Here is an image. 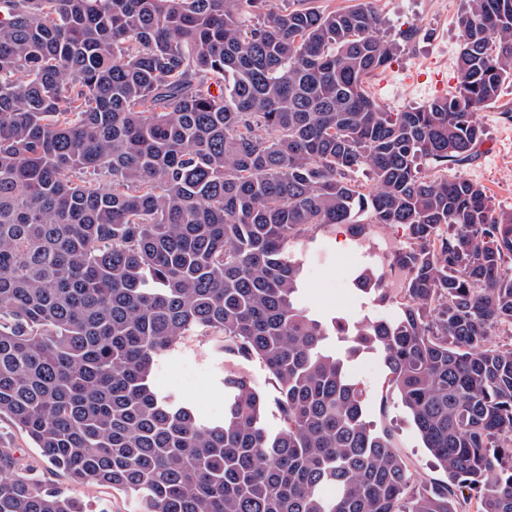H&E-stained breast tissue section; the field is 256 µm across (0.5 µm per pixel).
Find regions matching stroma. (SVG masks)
Wrapping results in <instances>:
<instances>
[{
	"mask_svg": "<svg viewBox=\"0 0 512 512\" xmlns=\"http://www.w3.org/2000/svg\"><path fill=\"white\" fill-rule=\"evenodd\" d=\"M462 7V0H377L375 8L386 21V34L394 36L410 26L417 30L391 63L369 81L371 95L387 111L401 112L454 92L460 49L457 18ZM476 117L486 131L484 142L472 160L449 165L447 175L482 185L496 207L510 209L512 83L504 84L497 101L479 108ZM405 239L402 228L383 226L361 247L352 241L347 225L317 231L314 240L297 251L303 266L300 305L314 314L349 321L392 317L391 306L355 289L351 273L363 266L366 246L392 251ZM351 368L369 395V421L376 429L390 430L415 479L428 484L444 481V471L425 448L412 420L397 397L388 392L380 354L362 353L352 360ZM231 371L245 374L251 385L267 396L264 421L269 428H278L276 391L265 367L230 352H218L213 343L200 337H185L177 352L154 372L153 381L190 403L198 413L220 420L226 403L223 380Z\"/></svg>",
	"mask_w": 512,
	"mask_h": 512,
	"instance_id": "obj_1",
	"label": "stroma"
}]
</instances>
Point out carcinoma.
Instances as JSON below:
<instances>
[{
    "instance_id": "cac0c4a2",
    "label": "carcinoma",
    "mask_w": 512,
    "mask_h": 512,
    "mask_svg": "<svg viewBox=\"0 0 512 512\" xmlns=\"http://www.w3.org/2000/svg\"><path fill=\"white\" fill-rule=\"evenodd\" d=\"M0 21V512H512V209L421 171L474 156L512 82V0H464L455 92L387 112L369 78L401 40L368 0H8ZM401 225L387 320L301 308L293 249L330 224ZM348 336L350 354L327 346ZM257 360L224 418L155 388L186 336ZM447 474L422 489L367 420L350 355ZM49 464L67 481H45ZM335 493L328 496L323 489ZM77 494L91 511L136 512L135 504L125 493L105 487H82Z\"/></svg>"
}]
</instances>
